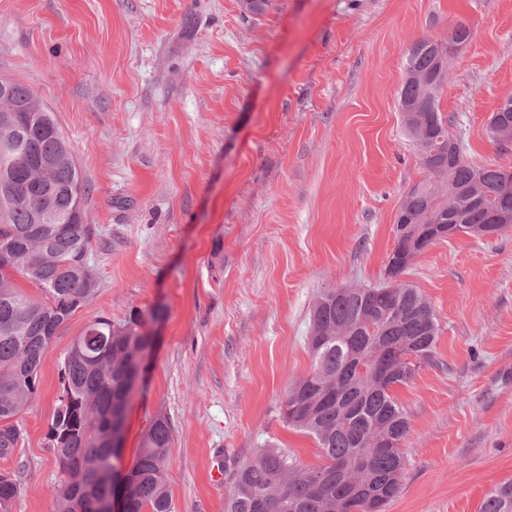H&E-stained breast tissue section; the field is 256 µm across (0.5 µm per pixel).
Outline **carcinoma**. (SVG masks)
Instances as JSON below:
<instances>
[{
    "label": "carcinoma",
    "mask_w": 512,
    "mask_h": 512,
    "mask_svg": "<svg viewBox=\"0 0 512 512\" xmlns=\"http://www.w3.org/2000/svg\"><path fill=\"white\" fill-rule=\"evenodd\" d=\"M8 83L13 108L0 105V142L14 144L12 177L25 196L0 192V455L21 437L13 419L35 399L44 352L96 288L87 263L86 180L55 114L24 83ZM447 84L448 61L436 40L414 43L397 104L425 178L400 203L387 283L324 288L310 313L312 366L289 386L281 415L314 438L324 463L311 467L284 448H259L229 473L224 512H386L402 492L409 421L394 390L432 362L439 334L428 299L400 281L411 266L407 256L441 240L433 225L473 236L485 224L512 219V167L474 164L454 149L440 109ZM491 121L512 132V98ZM40 156L55 158L45 176L32 167ZM16 274L40 297L25 294ZM144 325L139 314L116 327L100 318L71 342L49 435L60 474L56 512H102L122 456L112 432L125 431L134 392L129 375L152 342ZM172 435L168 416L151 420L128 469L126 512H173ZM20 490L15 476L0 473V512H11ZM480 512H512L511 479L489 490Z\"/></svg>",
    "instance_id": "carcinoma-1"
}]
</instances>
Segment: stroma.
Wrapping results in <instances>:
<instances>
[{"label": "stroma", "instance_id": "1", "mask_svg": "<svg viewBox=\"0 0 512 512\" xmlns=\"http://www.w3.org/2000/svg\"><path fill=\"white\" fill-rule=\"evenodd\" d=\"M467 24L440 108L475 163L512 166L487 125L512 98V0H0V77L55 113L90 187L97 293L58 330L0 455L11 512H54L49 433L60 368L94 319L147 318L123 467L154 415L173 437L174 512H224L212 477L313 439L280 411L308 373L322 289L386 280L393 225L424 177L397 95L414 42ZM439 328L431 364L395 395L410 433L387 512H479L512 479V228L436 242L403 274ZM159 318H151V311ZM20 490L19 480L14 475L0 473V512H11L12 503Z\"/></svg>", "mask_w": 512, "mask_h": 512}]
</instances>
